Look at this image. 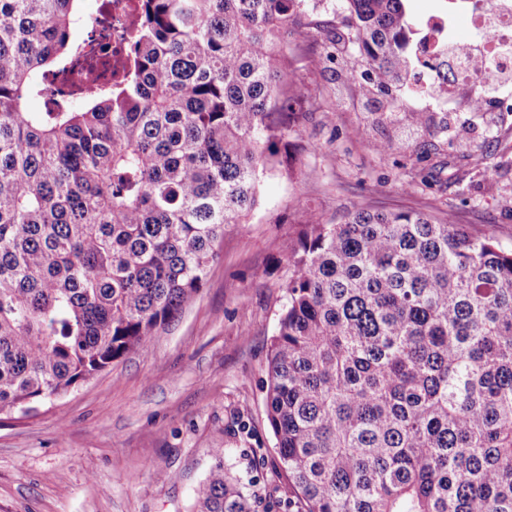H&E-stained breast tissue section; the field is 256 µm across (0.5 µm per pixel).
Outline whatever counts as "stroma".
Masks as SVG:
<instances>
[{
    "label": "stroma",
    "mask_w": 512,
    "mask_h": 512,
    "mask_svg": "<svg viewBox=\"0 0 512 512\" xmlns=\"http://www.w3.org/2000/svg\"><path fill=\"white\" fill-rule=\"evenodd\" d=\"M344 16V0H308L287 46L308 105L291 163L263 177L246 227L225 226L220 261L151 352L36 413L0 417V512H190L215 448L252 512H288L262 390L287 301L288 239L314 219L402 209L512 248V114L451 108L404 86L386 97L370 78L342 83L331 53ZM409 112L435 123L410 127ZM383 141L392 151L380 152Z\"/></svg>",
    "instance_id": "35a3bbf8"
}]
</instances>
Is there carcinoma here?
I'll list each match as a JSON object with an SVG mask.
<instances>
[{
    "label": "carcinoma",
    "mask_w": 512,
    "mask_h": 512,
    "mask_svg": "<svg viewBox=\"0 0 512 512\" xmlns=\"http://www.w3.org/2000/svg\"><path fill=\"white\" fill-rule=\"evenodd\" d=\"M80 0H0V415L58 400L182 313L300 136L304 0H139L130 64L31 112L86 60ZM385 94L403 0H346ZM265 412L295 512H512V249L412 210L303 225ZM192 512H250L224 449Z\"/></svg>",
    "instance_id": "obj_1"
}]
</instances>
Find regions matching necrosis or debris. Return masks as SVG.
Wrapping results in <instances>:
<instances>
[{
    "instance_id": "necrosis-or-debris-1",
    "label": "necrosis or debris",
    "mask_w": 512,
    "mask_h": 512,
    "mask_svg": "<svg viewBox=\"0 0 512 512\" xmlns=\"http://www.w3.org/2000/svg\"><path fill=\"white\" fill-rule=\"evenodd\" d=\"M136 0H99L86 50L111 62L113 74H120L129 34L133 28ZM465 17L475 36L481 37L482 59L458 48L456 20ZM411 57L419 64L417 77L409 85L413 94L434 89L427 66H448L452 83L463 90L483 86L487 69L512 78V0H448L446 8L424 17L411 39Z\"/></svg>"
}]
</instances>
